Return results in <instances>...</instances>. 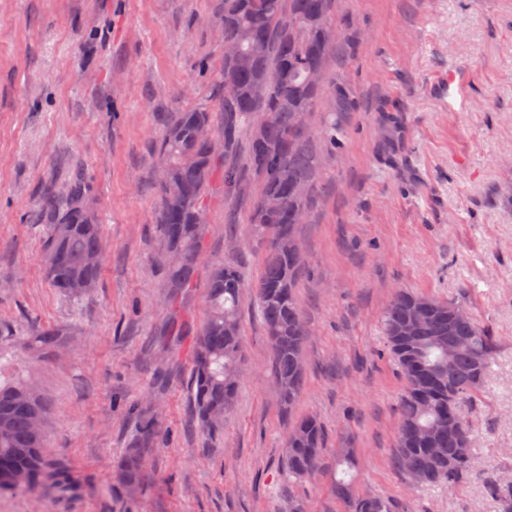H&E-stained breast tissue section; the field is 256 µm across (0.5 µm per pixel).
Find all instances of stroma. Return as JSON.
I'll return each instance as SVG.
<instances>
[{"mask_svg":"<svg viewBox=\"0 0 512 512\" xmlns=\"http://www.w3.org/2000/svg\"><path fill=\"white\" fill-rule=\"evenodd\" d=\"M223 0H0V376L31 378L51 468L0 512H345L352 492L405 512H497L489 479L512 475V0H333L341 40L328 94L308 116L320 159L298 297L308 325L297 413L326 451L304 481L284 476L285 434L253 298L241 307L242 377L219 431L190 420L191 360L167 337L165 274L153 261L155 140L169 113L214 99L224 70ZM458 72L463 95L448 90ZM335 124L337 150L319 134ZM91 185L109 253L94 292L50 285L42 187L73 168ZM250 195L215 185L189 304L201 324L213 264L260 274ZM464 299L499 344L467 414L475 471L411 488L393 465L402 380L381 314L396 289ZM59 333L46 350L27 336ZM155 432L146 435V419ZM144 448L141 480L123 463Z\"/></svg>","mask_w":512,"mask_h":512,"instance_id":"1","label":"stroma"}]
</instances>
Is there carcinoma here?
<instances>
[{"label":"carcinoma","mask_w":512,"mask_h":512,"mask_svg":"<svg viewBox=\"0 0 512 512\" xmlns=\"http://www.w3.org/2000/svg\"><path fill=\"white\" fill-rule=\"evenodd\" d=\"M332 0H224L218 32L235 53L224 56L217 103L202 102L171 113L155 144L160 243L156 262L166 274L169 335L189 348L191 415L217 430L233 407L240 382L242 326L240 303L245 278L229 263L212 269L207 281V314L194 327L183 310L197 285L205 249L204 199L215 183L224 194L246 192L228 156L241 138L248 143L256 191L250 223L267 243L262 267L250 284L270 346L271 374L283 412L299 401L305 380L303 343L308 335L296 290L307 271L296 250V226L310 208L318 167L307 117L325 87L336 42L325 37L335 27ZM224 113V125L214 113ZM275 196L279 208L264 199ZM39 217L47 225L43 254L53 288L79 298L98 285L106 258L89 185L73 177L64 192L45 188ZM421 310L424 322L414 336L403 335L407 314ZM387 348L404 386L399 400L394 462L413 486H452L474 469L473 429L458 418V407L475 399L490 371L497 338L475 316L448 318V301L400 290L382 316ZM463 342L453 360L448 348ZM43 404L24 380L0 383V493L33 491L46 474ZM320 421L303 415L287 430L284 472L290 478L314 475L324 451ZM349 512H398L386 498L349 497ZM488 492L500 512H512V487L493 479Z\"/></svg>","instance_id":"cac0c4a2"}]
</instances>
